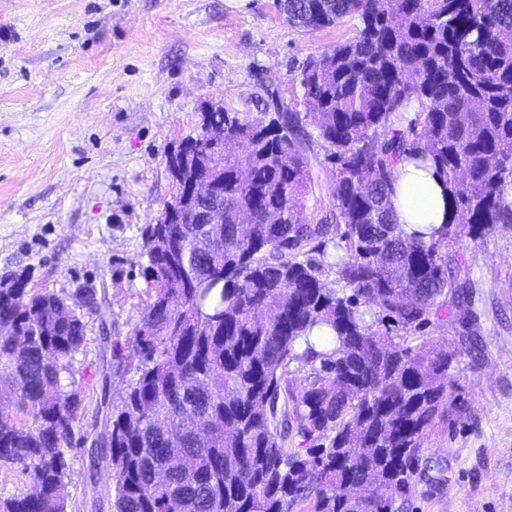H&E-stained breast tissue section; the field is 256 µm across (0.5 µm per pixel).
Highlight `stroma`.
I'll return each mask as SVG.
<instances>
[{"mask_svg": "<svg viewBox=\"0 0 512 512\" xmlns=\"http://www.w3.org/2000/svg\"><path fill=\"white\" fill-rule=\"evenodd\" d=\"M354 19L290 26L276 0H0V277L30 270L37 288L85 286L108 316L84 314L85 345L61 388L86 394L76 435H94L136 377L131 357L146 300L143 230L172 194L166 157L222 103L259 119L306 112L300 74L310 57L353 38ZM310 210L332 203L333 171L313 141ZM470 270L466 321L427 328L455 357L467 403L423 440L407 512H512V227L461 236ZM89 474L69 460L68 512H94Z\"/></svg>", "mask_w": 512, "mask_h": 512, "instance_id": "stroma-1", "label": "stroma"}]
</instances>
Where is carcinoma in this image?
Listing matches in <instances>:
<instances>
[{"instance_id": "obj_1", "label": "carcinoma", "mask_w": 512, "mask_h": 512, "mask_svg": "<svg viewBox=\"0 0 512 512\" xmlns=\"http://www.w3.org/2000/svg\"><path fill=\"white\" fill-rule=\"evenodd\" d=\"M289 24L358 19L311 58L321 109L268 121L224 112V167L202 118L180 152L216 181L211 224H149L138 378L110 416L112 512H405L422 443L462 408L454 357L420 333L460 320L469 271L452 239L512 226V0H277ZM333 168L332 207L309 212L311 131ZM431 166L453 219L407 235L398 164ZM254 213L249 238L239 214ZM334 248L336 287L313 252ZM0 288V463L31 481L0 512H68L59 492L83 404L60 381L85 343L94 290L57 294L13 272ZM307 367L298 384L288 366ZM311 443L288 447L292 433Z\"/></svg>"}]
</instances>
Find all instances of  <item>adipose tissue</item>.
Wrapping results in <instances>:
<instances>
[{
  "label": "adipose tissue",
  "mask_w": 512,
  "mask_h": 512,
  "mask_svg": "<svg viewBox=\"0 0 512 512\" xmlns=\"http://www.w3.org/2000/svg\"><path fill=\"white\" fill-rule=\"evenodd\" d=\"M393 208L404 232L438 227L452 218L448 193L432 169L400 163L395 179Z\"/></svg>",
  "instance_id": "1"
}]
</instances>
